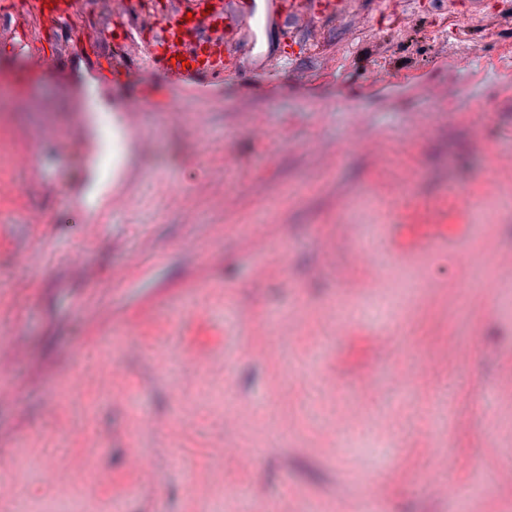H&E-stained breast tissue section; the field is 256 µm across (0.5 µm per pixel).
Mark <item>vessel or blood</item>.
<instances>
[{"label":"vessel or blood","mask_w":512,"mask_h":512,"mask_svg":"<svg viewBox=\"0 0 512 512\" xmlns=\"http://www.w3.org/2000/svg\"><path fill=\"white\" fill-rule=\"evenodd\" d=\"M75 0H5V12H19L64 27L74 16ZM109 34L123 32L129 20L126 0H110ZM254 0H165L161 9L144 7L139 19L152 32V51L148 58L150 72L164 76L179 87H200L220 81L230 65L225 57L221 36L225 27H236L239 19L252 18ZM16 45L27 56L56 67L59 53H46L33 46L28 29L14 30ZM146 102L139 95L125 98L118 128L99 130L98 145L110 146L113 140H127L137 134Z\"/></svg>","instance_id":"obj_1"}]
</instances>
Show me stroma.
<instances>
[{
	"mask_svg": "<svg viewBox=\"0 0 512 512\" xmlns=\"http://www.w3.org/2000/svg\"><path fill=\"white\" fill-rule=\"evenodd\" d=\"M108 2L29 22L53 71L0 14V512H512V0H275L223 82L154 75L101 220ZM13 39L18 47L27 49L25 53L28 58L35 57L39 60H44L45 63H48L51 69L56 67L62 55V53L59 52H52V54H47L45 51L40 50V48L37 46H33L30 32L24 26L21 29L14 30ZM100 172H101V175L112 176L113 188H112V196L110 197L109 206L110 207L125 206L127 203V198H126L125 192L122 187L117 186V184L119 182L124 180L125 170H124L123 164L121 162H114V160L112 158V172H111V170L106 171V170L102 169L101 165H100Z\"/></svg>",
	"mask_w": 512,
	"mask_h": 512,
	"instance_id": "obj_1",
	"label": "stroma"
}]
</instances>
